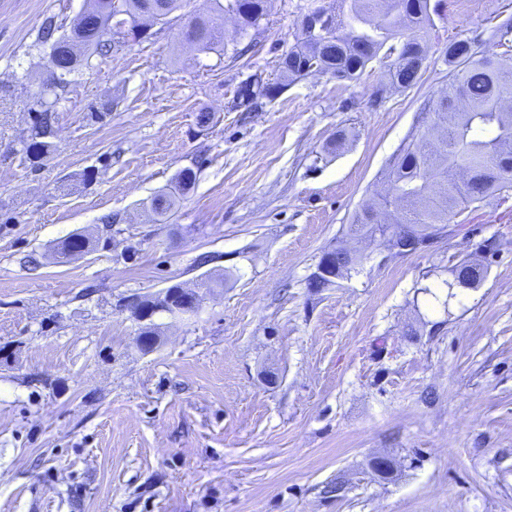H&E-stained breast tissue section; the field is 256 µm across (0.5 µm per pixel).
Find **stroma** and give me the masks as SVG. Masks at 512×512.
Returning a JSON list of instances; mask_svg holds the SVG:
<instances>
[{"label": "stroma", "mask_w": 512, "mask_h": 512, "mask_svg": "<svg viewBox=\"0 0 512 512\" xmlns=\"http://www.w3.org/2000/svg\"><path fill=\"white\" fill-rule=\"evenodd\" d=\"M507 2L462 14L438 0L414 88L373 65L250 108L238 86L276 81L305 0H269L242 57L229 14L223 50L182 40L214 7L190 0L80 71L57 148L33 165L17 149L45 76L37 32L85 0H0V512H512V190L424 252L365 244L358 273L308 286L447 87L449 37H486ZM104 98L111 114L90 122ZM340 130L346 147L329 151ZM200 154L177 212L154 215ZM74 233L90 250L57 262ZM465 257L485 280L448 290ZM224 269L226 286L141 349L127 298ZM378 456L392 474L373 471Z\"/></svg>", "instance_id": "35a3bbf8"}]
</instances>
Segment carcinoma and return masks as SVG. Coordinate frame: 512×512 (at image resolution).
Returning <instances> with one entry per match:
<instances>
[{
	"instance_id": "cac0c4a2",
	"label": "carcinoma",
	"mask_w": 512,
	"mask_h": 512,
	"mask_svg": "<svg viewBox=\"0 0 512 512\" xmlns=\"http://www.w3.org/2000/svg\"><path fill=\"white\" fill-rule=\"evenodd\" d=\"M335 13L334 36L312 38L298 22L297 43L280 59L282 76L293 82L317 65L339 81H351L374 62H383L388 83L398 89L414 87L427 56V38L434 27L430 0H340ZM188 0H89L70 28L57 17H46L38 31L37 45L45 49L47 77L42 103L33 111L29 134L20 141L19 153L33 164L56 149L58 108L66 99L74 76L90 65V58L104 60L130 42H140L139 20L148 15L164 21L185 8ZM268 11V0H216L207 17L193 18L182 36L203 51L224 44V13L236 16L241 36L259 30ZM109 27L125 34L115 42L101 37ZM479 39H448V86L428 101L430 121L411 134L408 143L388 164L387 191L375 193L355 211L347 236L353 242L376 233L396 231L425 233L446 227L454 216L480 209L494 196L512 189V49L475 56ZM282 83L258 82L238 87L236 97L253 100L269 97ZM197 171L180 170L175 185L151 200L157 215L174 214L179 195L187 193ZM89 241L72 234L58 245L59 256L85 250ZM448 287L476 288L487 269L478 260L459 261Z\"/></svg>"
}]
</instances>
